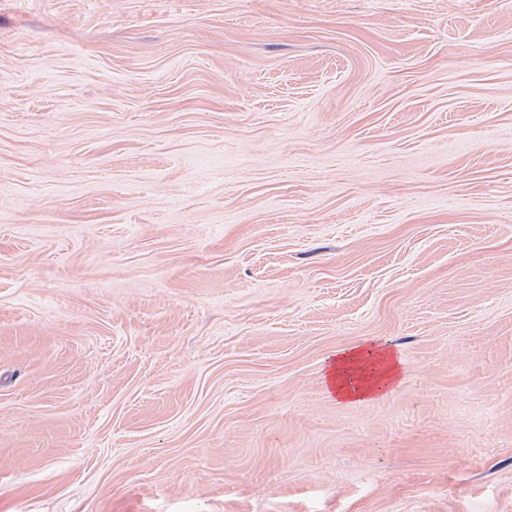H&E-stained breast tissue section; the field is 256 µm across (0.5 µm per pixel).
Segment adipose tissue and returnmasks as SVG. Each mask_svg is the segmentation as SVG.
Segmentation results:
<instances>
[{"mask_svg":"<svg viewBox=\"0 0 512 512\" xmlns=\"http://www.w3.org/2000/svg\"><path fill=\"white\" fill-rule=\"evenodd\" d=\"M399 364V358L380 347L341 349L327 367L325 386L346 404L370 400L391 388Z\"/></svg>","mask_w":512,"mask_h":512,"instance_id":"1","label":"adipose tissue"}]
</instances>
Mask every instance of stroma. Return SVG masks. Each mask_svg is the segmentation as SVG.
<instances>
[{"label":"stroma","mask_w":512,"mask_h":512,"mask_svg":"<svg viewBox=\"0 0 512 512\" xmlns=\"http://www.w3.org/2000/svg\"><path fill=\"white\" fill-rule=\"evenodd\" d=\"M0 512H512V0H0ZM326 367L325 386L338 402L359 403L384 395L393 385L400 359L381 347H354L336 351Z\"/></svg>","instance_id":"stroma-1"}]
</instances>
